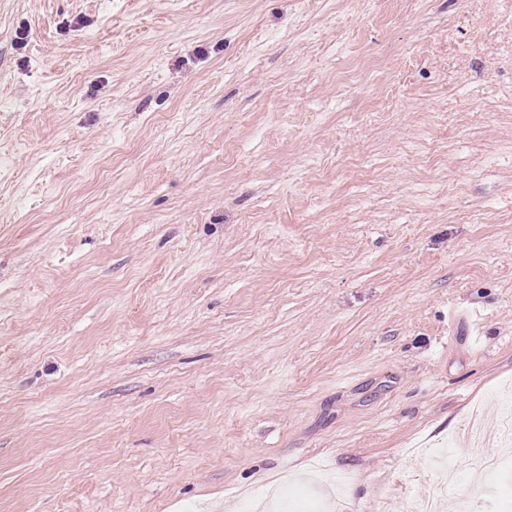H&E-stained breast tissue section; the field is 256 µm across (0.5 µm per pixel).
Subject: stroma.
<instances>
[{
    "label": "stroma",
    "mask_w": 512,
    "mask_h": 512,
    "mask_svg": "<svg viewBox=\"0 0 512 512\" xmlns=\"http://www.w3.org/2000/svg\"><path fill=\"white\" fill-rule=\"evenodd\" d=\"M512 393V0H0V512H407Z\"/></svg>",
    "instance_id": "stroma-1"
}]
</instances>
